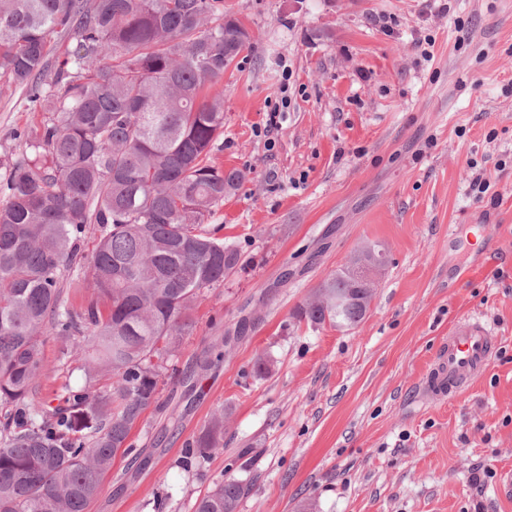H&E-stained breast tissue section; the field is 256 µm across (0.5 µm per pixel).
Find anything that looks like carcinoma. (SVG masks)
Returning a JSON list of instances; mask_svg holds the SVG:
<instances>
[{
	"mask_svg": "<svg viewBox=\"0 0 512 512\" xmlns=\"http://www.w3.org/2000/svg\"><path fill=\"white\" fill-rule=\"evenodd\" d=\"M61 34L75 46L51 71ZM253 49L224 0H0V74L47 113L5 165L0 207V512H86L162 372H178L194 300L238 265L205 227L241 182L212 156L224 98L209 89ZM381 251L363 247L295 317L361 323L372 289L358 270ZM85 264L93 296L73 310L63 278ZM47 336L85 354L88 380L62 388V408L32 400ZM228 416L212 417L185 466L224 444ZM248 493L226 479L195 512H236Z\"/></svg>",
	"mask_w": 512,
	"mask_h": 512,
	"instance_id": "obj_1",
	"label": "carcinoma"
}]
</instances>
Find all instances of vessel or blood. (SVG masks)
<instances>
[{
  "label": "vessel or blood",
  "mask_w": 512,
  "mask_h": 512,
  "mask_svg": "<svg viewBox=\"0 0 512 512\" xmlns=\"http://www.w3.org/2000/svg\"><path fill=\"white\" fill-rule=\"evenodd\" d=\"M497 346L498 338L486 323L459 320L436 350L423 392L434 401L454 399L483 376Z\"/></svg>",
  "instance_id": "obj_1"
}]
</instances>
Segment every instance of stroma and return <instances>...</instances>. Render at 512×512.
<instances>
[{
    "label": "stroma",
    "instance_id": "1",
    "mask_svg": "<svg viewBox=\"0 0 512 512\" xmlns=\"http://www.w3.org/2000/svg\"><path fill=\"white\" fill-rule=\"evenodd\" d=\"M224 14L256 48L214 87L213 153L243 181L207 228L240 262L198 295L178 376L160 378L88 512H194L228 477L251 486L238 512H296L305 498L318 512H512L499 490L512 471V0H224ZM283 97L270 150L263 129ZM44 117L0 77L1 162ZM368 243L388 262L363 321L297 320ZM465 316L499 336L496 356L466 394L424 399L434 352ZM61 350L46 339L37 401L84 380ZM227 407L223 448L181 468Z\"/></svg>",
    "mask_w": 512,
    "mask_h": 512
}]
</instances>
